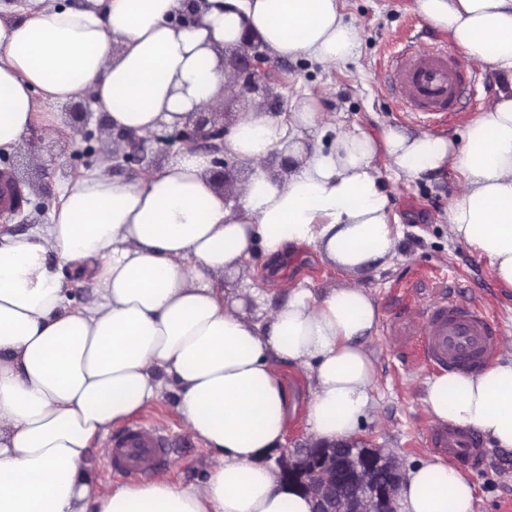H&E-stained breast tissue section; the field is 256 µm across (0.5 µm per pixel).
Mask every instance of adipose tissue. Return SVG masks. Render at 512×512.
Listing matches in <instances>:
<instances>
[{
	"label": "adipose tissue",
	"instance_id": "adipose-tissue-1",
	"mask_svg": "<svg viewBox=\"0 0 512 512\" xmlns=\"http://www.w3.org/2000/svg\"><path fill=\"white\" fill-rule=\"evenodd\" d=\"M28 0L20 21L0 19V151L17 150L40 104L92 97L114 130L149 136L182 125L226 85L217 52L252 30L278 58L325 70L360 56L362 33L339 0ZM433 28L461 48L464 65L504 80L460 141L395 128L374 139L336 124L330 150L301 142L321 89L287 117L247 111L224 138L225 155L253 172L237 196L215 192L212 157L181 152L147 179L107 165L64 184L50 223L0 236V512H312L280 476L275 454L291 426L283 378L304 370L313 441L353 437L375 408L366 348L378 321L361 273L392 259L400 234L377 166L415 183L451 170V236L512 288V0H415ZM286 177L265 164L275 152ZM314 247L347 276L315 292L307 283L277 304L250 280L227 288L255 254L279 264ZM94 285L95 302L70 307L67 275ZM187 427L212 452L203 480H145L111 488L86 477L92 449L169 390ZM436 423L480 432L512 455V340L476 374L426 383ZM474 487L456 466L407 470L397 512H473Z\"/></svg>",
	"mask_w": 512,
	"mask_h": 512
}]
</instances>
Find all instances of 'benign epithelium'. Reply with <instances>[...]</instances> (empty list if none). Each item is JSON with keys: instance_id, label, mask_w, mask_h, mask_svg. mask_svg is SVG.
<instances>
[{"instance_id": "1", "label": "benign epithelium", "mask_w": 512, "mask_h": 512, "mask_svg": "<svg viewBox=\"0 0 512 512\" xmlns=\"http://www.w3.org/2000/svg\"><path fill=\"white\" fill-rule=\"evenodd\" d=\"M261 42L252 32H243L236 63L234 87L240 93L263 88L265 56ZM224 123L212 118L202 107L194 108L185 125L157 138L160 151L171 145L181 150H202L213 156L210 181L224 186L228 162L224 158ZM116 139L130 151L112 152L115 166L135 164L148 177L154 165L146 160L148 138L121 130ZM281 475L314 500L313 512H396L395 501L401 483L398 458L375 443L372 436H355L334 444L310 442L301 448L285 449L277 460Z\"/></svg>"}]
</instances>
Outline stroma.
I'll return each instance as SVG.
<instances>
[{"mask_svg": "<svg viewBox=\"0 0 512 512\" xmlns=\"http://www.w3.org/2000/svg\"><path fill=\"white\" fill-rule=\"evenodd\" d=\"M342 6L346 19L362 31L359 59L331 72L307 58L271 59L268 94L242 98L227 92L220 96L215 109L223 113L225 125L234 126L240 112L247 109L267 113L275 107L280 114H288L304 89L320 87L324 90L318 103L322 119L302 133L308 146L329 149V127L339 122L359 126L376 137L388 127L406 131L422 127L435 135L460 139L484 101L496 94L499 75L488 65H479L476 82L465 89L457 115L442 125L424 123L397 102L386 74L389 58L409 41L425 47L445 45L456 58L460 48L447 33L432 28L418 15L414 0H342ZM72 108L69 102L41 106L34 121L36 130L27 134L23 151L0 154V171L17 172L29 200L20 219L0 222L1 233L30 234L42 228L58 185L99 164L100 151L111 142L112 130L101 126L99 114H92L88 128L93 137L83 142L74 130ZM45 167L50 177H42ZM385 183L401 240L391 260L361 276L380 317L367 343L377 371L376 408L360 432L393 450L403 468L409 469L435 456L427 445L432 422L423 404L425 384L434 371L417 358L421 309L441 298L442 281L454 282L455 299L480 304L502 340L512 336V290L493 278L488 259L454 241L448 232V203L458 184L455 173L412 185L396 181L389 173ZM267 268L258 256L245 275L261 288H290L303 280L317 288H330L344 279L339 269L321 261L310 246L289 257L284 274L270 276ZM143 420L163 423L165 434L175 440L170 456L153 471V478L174 484L201 479V466L210 451L185 426L175 395L166 394L129 418L133 424ZM463 469L474 484V512H512V457L504 458L489 448L479 463L464 464Z\"/></svg>", "mask_w": 512, "mask_h": 512, "instance_id": "obj_1", "label": "stroma"}]
</instances>
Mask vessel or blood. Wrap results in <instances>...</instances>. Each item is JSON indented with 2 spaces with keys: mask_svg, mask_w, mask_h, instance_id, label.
Returning <instances> with one entry per match:
<instances>
[{
  "mask_svg": "<svg viewBox=\"0 0 512 512\" xmlns=\"http://www.w3.org/2000/svg\"><path fill=\"white\" fill-rule=\"evenodd\" d=\"M389 77L399 102L427 119H442L458 104L468 80L447 50L422 49L406 44L389 62ZM427 364L457 372L481 369L494 348V329L488 315L476 304L464 306L441 297L425 307L420 325ZM429 444L452 460L470 461L482 455L476 436L448 425L434 428ZM172 440L143 421L126 429L110 450L114 473L147 472L169 454Z\"/></svg>",
  "mask_w": 512,
  "mask_h": 512,
  "instance_id": "1",
  "label": "vessel or blood"
}]
</instances>
